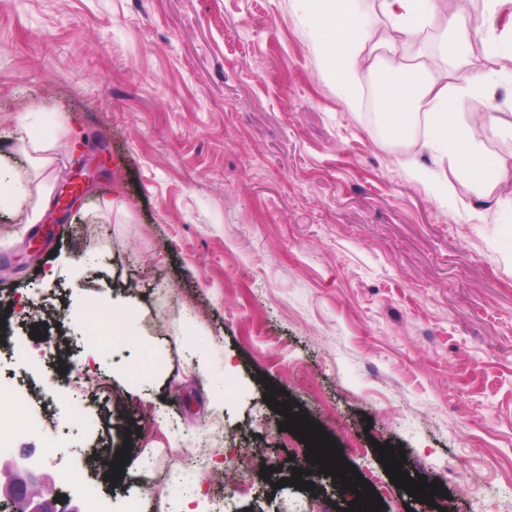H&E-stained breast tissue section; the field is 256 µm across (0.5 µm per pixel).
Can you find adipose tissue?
<instances>
[{"label": "adipose tissue", "instance_id": "ef3b65f1", "mask_svg": "<svg viewBox=\"0 0 512 512\" xmlns=\"http://www.w3.org/2000/svg\"><path fill=\"white\" fill-rule=\"evenodd\" d=\"M301 2L310 16V32L322 47L323 67L348 106L357 104L360 79L377 68L381 55L399 57L397 75L382 91L381 117L387 133L407 137L417 123H424L425 148L442 152L476 184H498L502 165L468 140L455 108L456 87L449 85L447 73L426 71L420 61L423 35L432 31L460 82L474 96H485L487 74L468 68L471 17L466 10L447 12L444 0H378L386 32L370 46L361 0Z\"/></svg>", "mask_w": 512, "mask_h": 512}]
</instances>
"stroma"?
<instances>
[{
    "instance_id": "35a3bbf8",
    "label": "stroma",
    "mask_w": 512,
    "mask_h": 512,
    "mask_svg": "<svg viewBox=\"0 0 512 512\" xmlns=\"http://www.w3.org/2000/svg\"><path fill=\"white\" fill-rule=\"evenodd\" d=\"M375 84L344 103L297 0H0L15 192L0 208V411L48 418L0 465L33 451L54 491L99 512H178L203 471L208 512H343L342 487L280 486L307 450L264 402L270 382L385 512H512V205L485 209L421 141L397 148L366 118ZM481 109L459 96L470 139L505 165V198L512 137L471 120ZM26 130L63 144L36 224ZM79 172L94 183L59 217ZM99 302L135 309L120 343L88 313ZM377 442L446 496L395 487ZM121 449L113 486L92 457Z\"/></svg>"
}]
</instances>
